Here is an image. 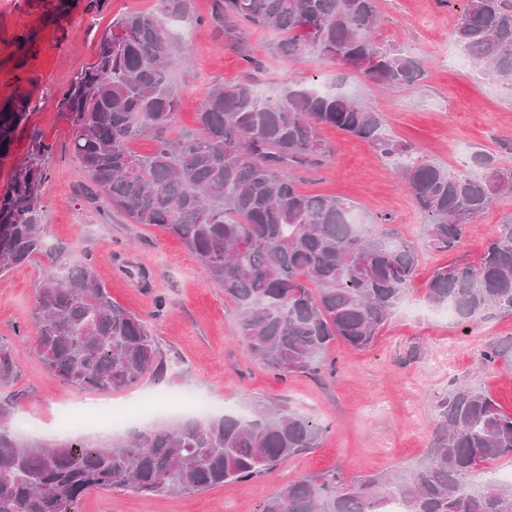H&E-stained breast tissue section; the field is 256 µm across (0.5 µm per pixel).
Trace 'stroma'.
Returning a JSON list of instances; mask_svg holds the SVG:
<instances>
[{"instance_id":"stroma-1","label":"stroma","mask_w":512,"mask_h":512,"mask_svg":"<svg viewBox=\"0 0 512 512\" xmlns=\"http://www.w3.org/2000/svg\"><path fill=\"white\" fill-rule=\"evenodd\" d=\"M87 3L72 0L69 11L52 19L49 0H0V100L21 91L30 101L14 154L0 161V192L31 139L51 147L42 212L50 250L0 274V344L20 352L18 376L0 387V400L11 401L17 417L32 422L25 440L51 443L63 437L62 416L81 415L94 398L47 374L33 332L36 290L54 264L52 249L61 247L70 257L92 261L113 301L148 325L167 359L161 376L112 394L113 403L132 406L157 392L175 400L193 393L220 415L275 406L310 417L324 433L316 447L246 481L179 496L97 492L80 501L79 512H254L279 488L308 475L336 470L353 484L416 465L428 452L434 408L454 380L485 388L512 413V352L493 364L482 362L489 343L512 338V314L462 323L438 317L424 301L425 285L437 268L477 262L498 224L512 217V197L471 221L455 251L422 247L424 217L400 185L396 162L380 157L363 139L323 128L325 153L300 171L299 189L345 198L371 234L389 228L418 244L419 264L405 304L371 347L357 349L339 339L327 355L334 375L278 377L248 354L236 303L221 283L203 275L199 259L178 237L111 210L73 155L70 126L61 113L62 89L93 61L115 18L156 6V0H106L102 11L92 12ZM376 5L379 43L423 64L425 73L414 86L384 89L306 51L282 57L270 31H254L241 42L210 25L192 28L182 37L181 62L170 72L180 96L170 138L196 128V114L213 85L252 76L277 93L318 80L380 113L384 134L411 145L419 160L463 170L474 153L489 151L501 171L512 175V83L461 62L454 29L462 0L450 5L376 0ZM24 37L31 40L27 52L18 48Z\"/></svg>"}]
</instances>
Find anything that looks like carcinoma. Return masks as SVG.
Instances as JSON below:
<instances>
[{"instance_id": "1", "label": "carcinoma", "mask_w": 512, "mask_h": 512, "mask_svg": "<svg viewBox=\"0 0 512 512\" xmlns=\"http://www.w3.org/2000/svg\"><path fill=\"white\" fill-rule=\"evenodd\" d=\"M172 17L194 28L207 23L192 14L191 0H158L156 10L123 16L102 37L61 94L72 151L110 206L179 237L224 285L251 356L281 376L319 375L336 338L358 349L374 342L413 283L418 252L391 233L369 236L343 199L300 191L297 171L321 155L323 126L372 143L388 159L411 147L385 136L383 118L356 98L310 86L265 97L252 82L210 87L198 128L169 140L179 105ZM211 19L235 36L271 31L279 55L306 49L377 85L411 86L424 73L404 51L375 43L374 0H213ZM454 34L484 71L512 79V0H464ZM28 113L24 94L0 103V161L13 154ZM144 135L155 149L139 155L129 143ZM49 152L33 140L0 194L1 273L46 250L40 213ZM399 168L425 216V245L436 251L454 250L470 220L512 194V177L486 152L468 172L421 160ZM55 265L37 289L35 317L52 379L108 396L164 371L146 324L112 301L89 260L70 261L60 248ZM425 300L461 321L512 313V219L498 225L477 263L438 268ZM17 375L15 352L0 344V386ZM14 419L12 404L0 402V512H76L100 490L179 495L244 481L323 435L311 418L267 407L186 418L106 447L75 438L24 444L9 431ZM509 455L512 414L488 391L455 383L437 403L430 449L416 467L354 486L337 471L305 476L258 512H387L393 496L403 512H512V488L493 481L477 489L469 480L478 465Z\"/></svg>"}]
</instances>
